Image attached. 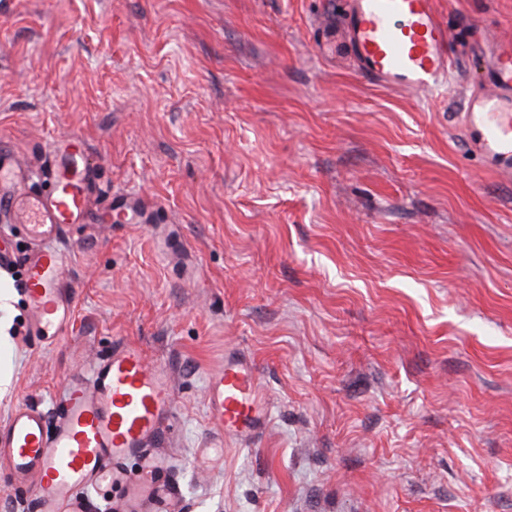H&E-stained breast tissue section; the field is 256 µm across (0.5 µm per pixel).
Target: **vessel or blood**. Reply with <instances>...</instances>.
<instances>
[{"label": "vessel or blood", "instance_id": "obj_1", "mask_svg": "<svg viewBox=\"0 0 512 512\" xmlns=\"http://www.w3.org/2000/svg\"><path fill=\"white\" fill-rule=\"evenodd\" d=\"M338 27L360 74L381 85L421 93L435 91L450 71L451 40L434 0H336ZM488 83L470 91L462 125L476 152L489 157L499 175L512 179V46L491 51ZM52 187L30 193L33 173L0 143V212L26 225L34 245L23 260L29 332L54 342L68 331L75 309L65 285L66 226L84 223L96 192V176L83 142L61 136L51 145ZM208 407L222 432L251 436L266 422L268 408L253 367L229 357L208 379ZM171 395L161 366L149 364L136 346L120 343L110 354L67 383L53 430L45 414L17 408L0 431V466L20 483H32L36 512H85L83 495L125 477L135 457L143 478L128 488V512L154 500L159 512H178L177 495L155 484L164 464L146 452L161 440Z\"/></svg>", "mask_w": 512, "mask_h": 512}]
</instances>
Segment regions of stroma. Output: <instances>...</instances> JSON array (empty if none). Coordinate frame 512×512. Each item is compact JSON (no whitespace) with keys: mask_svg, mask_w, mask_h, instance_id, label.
<instances>
[{"mask_svg":"<svg viewBox=\"0 0 512 512\" xmlns=\"http://www.w3.org/2000/svg\"><path fill=\"white\" fill-rule=\"evenodd\" d=\"M436 10L512 42V0ZM335 25L329 0H0V139L46 190L79 136L97 183L55 343L28 329L25 229L0 238V427L122 341L166 371L148 451L183 512H512V183L459 123L485 56L414 94L325 50ZM230 353L269 408L245 439L206 403Z\"/></svg>","mask_w":512,"mask_h":512,"instance_id":"obj_1","label":"stroma"}]
</instances>
